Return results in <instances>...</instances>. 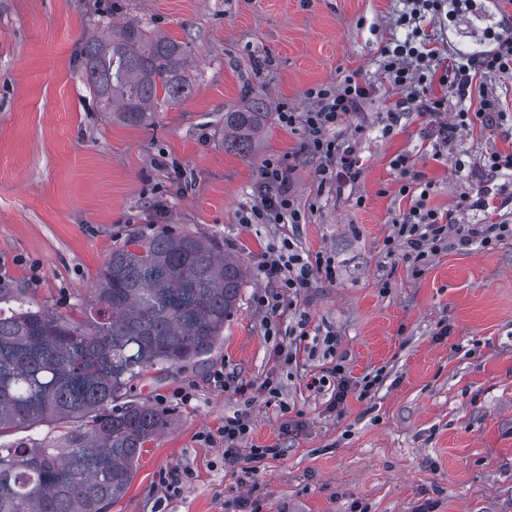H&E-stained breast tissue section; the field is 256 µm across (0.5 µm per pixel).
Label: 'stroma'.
Listing matches in <instances>:
<instances>
[{"label": "stroma", "instance_id": "35a3bbf8", "mask_svg": "<svg viewBox=\"0 0 512 512\" xmlns=\"http://www.w3.org/2000/svg\"><path fill=\"white\" fill-rule=\"evenodd\" d=\"M404 0H0V288L24 290L68 313L93 287L114 247L134 234L171 232L221 238L249 274L237 314L219 346L202 360L142 379L135 395L174 416L147 444L126 495L109 512H512V240L492 249L446 250L422 274L403 252H388L393 222L409 206L391 165L407 155L431 182L428 207L457 223L482 214L461 197L483 189L508 200L512 176H487L493 150L512 152V74L476 77L505 117L494 129L460 131L440 159L427 155L430 127L403 117L385 132L397 93L379 67ZM512 0H446L431 26L440 50L459 60L492 48ZM137 19L182 42L190 89L159 103L150 124L132 126L102 110L80 63L89 36ZM354 76L373 95L346 116L336 135L360 163L341 191L319 185L318 158L303 151L306 131L272 120L249 152L224 145V114L244 90L273 108L304 112L312 89ZM466 169L457 172L456 160ZM290 171L305 212L300 224H242L257 200L266 161ZM290 236L308 255L335 254L334 282L271 312L260 268L271 245ZM307 320L310 356L278 362L276 344L293 342ZM275 323L277 335L267 333ZM336 346L325 349L322 336ZM343 365L352 380L381 374L368 397L311 376ZM224 368L247 394L214 388ZM275 377L278 396L260 386ZM192 388L183 405L176 391ZM247 415L254 446L280 449L252 477L224 467V449L203 434L225 418ZM303 426L284 434L286 418ZM189 468L180 495L168 496L165 472Z\"/></svg>", "mask_w": 512, "mask_h": 512}]
</instances>
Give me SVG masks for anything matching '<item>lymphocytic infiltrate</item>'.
Here are the masks:
<instances>
[{
    "instance_id": "1",
    "label": "lymphocytic infiltrate",
    "mask_w": 512,
    "mask_h": 512,
    "mask_svg": "<svg viewBox=\"0 0 512 512\" xmlns=\"http://www.w3.org/2000/svg\"><path fill=\"white\" fill-rule=\"evenodd\" d=\"M411 8L400 14L398 22L407 27L405 39L387 43L381 50L380 68L388 82L398 92V97L387 114L390 126H397L410 112L435 125L437 145L454 140L460 130L479 122L495 124L498 114L496 103L483 99L477 111L461 110L449 113V99L466 102L475 93L474 78L479 74L512 73V29L502 31L496 38L493 51L457 62L431 45L432 37L426 34L423 21L437 17L443 0H409ZM439 83L444 96L429 95L432 83ZM373 93L365 80L349 76L338 86L313 89L315 108L297 113L281 108L280 122L286 126L303 125L308 139L304 147L321 160L318 168L320 185L341 186L356 181L358 165L351 150L343 148L332 132L346 115ZM399 170L401 196L410 198L411 204L394 226L386 241L388 251L402 250L415 264L416 271H423L433 256L447 249H466L473 243L491 248L512 240V225L503 222L492 224H459L452 213L427 207L430 185L423 182L413 170L407 156H397L393 161ZM303 214L295 203L287 170L281 163L266 162L261 171L256 203L243 207L239 221L243 224H298ZM270 291L261 298L270 311H278L285 298L297 296L313 288L317 279L328 281L336 278V259L320 253L312 257L299 252L292 238L285 237L273 244L261 266ZM250 423L246 416L236 415L225 419L216 432L207 433L205 442L222 443L224 466L240 469L244 474L256 472L257 464L267 458L279 456L276 448L246 447Z\"/></svg>"
}]
</instances>
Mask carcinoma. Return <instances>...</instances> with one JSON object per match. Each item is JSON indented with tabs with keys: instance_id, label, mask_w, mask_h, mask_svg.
I'll return each instance as SVG.
<instances>
[{
	"instance_id": "carcinoma-1",
	"label": "carcinoma",
	"mask_w": 512,
	"mask_h": 512,
	"mask_svg": "<svg viewBox=\"0 0 512 512\" xmlns=\"http://www.w3.org/2000/svg\"><path fill=\"white\" fill-rule=\"evenodd\" d=\"M81 64L105 109L129 124L158 92L189 88L183 43L130 19L84 45ZM266 100L244 91L224 113V143L246 152L271 122ZM244 261L214 236L134 237L112 249L95 288L54 311L23 292H0V512H107L129 489L145 448L173 415L128 397L148 372L212 350L239 308Z\"/></svg>"
}]
</instances>
